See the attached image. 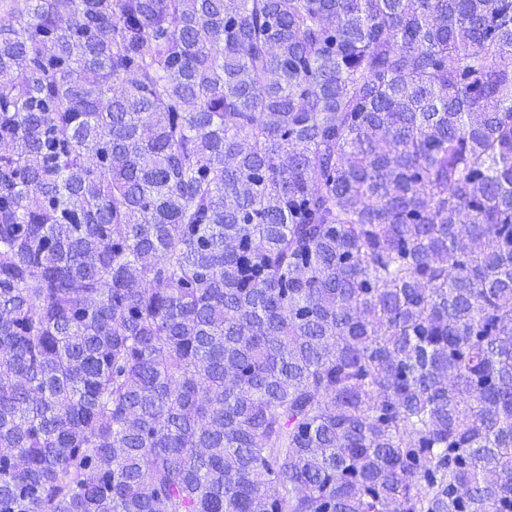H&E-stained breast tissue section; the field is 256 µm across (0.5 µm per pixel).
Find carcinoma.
Masks as SVG:
<instances>
[{"label": "carcinoma", "instance_id": "1", "mask_svg": "<svg viewBox=\"0 0 512 512\" xmlns=\"http://www.w3.org/2000/svg\"><path fill=\"white\" fill-rule=\"evenodd\" d=\"M0 512H512V0H0Z\"/></svg>", "mask_w": 512, "mask_h": 512}]
</instances>
